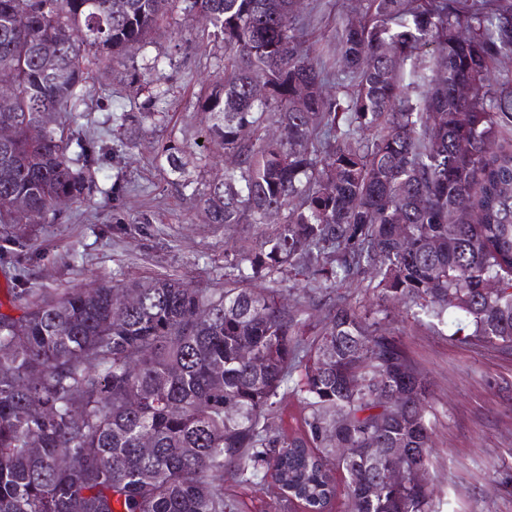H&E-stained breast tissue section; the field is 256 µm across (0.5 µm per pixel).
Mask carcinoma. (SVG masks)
<instances>
[{
    "label": "carcinoma",
    "mask_w": 512,
    "mask_h": 512,
    "mask_svg": "<svg viewBox=\"0 0 512 512\" xmlns=\"http://www.w3.org/2000/svg\"><path fill=\"white\" fill-rule=\"evenodd\" d=\"M172 2L125 0L117 13L112 0H0V71L13 83L0 97V125L13 131L0 144V224L25 223L19 198L53 222L59 198L94 192L98 142L56 127L34 140L29 128L85 102L86 53L146 43ZM186 10L224 43V78L199 111L234 158L198 202L226 228L273 212L283 223L225 257L219 290L100 282L0 312V512H241L215 482L223 473L247 488L273 478L278 512H331L337 473L350 512H432V487L386 491L379 466L329 443L370 437L428 469V388L387 317L340 297L308 337L303 305L252 284L288 269L315 290L359 278L411 300L415 320L457 312L470 338L512 350V77H491L512 55V0H369L338 31L348 84L333 97L292 0ZM425 55L434 66L405 82ZM180 152L160 158L179 172ZM122 290L139 305L114 307ZM290 391L304 409L292 434Z\"/></svg>",
    "instance_id": "carcinoma-1"
}]
</instances>
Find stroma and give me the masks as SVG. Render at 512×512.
Instances as JSON below:
<instances>
[{"mask_svg":"<svg viewBox=\"0 0 512 512\" xmlns=\"http://www.w3.org/2000/svg\"><path fill=\"white\" fill-rule=\"evenodd\" d=\"M365 6L366 0H304L297 12L305 47L326 67V94L336 92L337 32ZM223 74V43L190 21L182 0H174L145 46L106 64L90 61L85 104L53 121L71 139L108 146L94 173L97 189L63 207L61 220L13 226L23 246L0 241V292L12 282L25 288L19 302L25 309L100 280L172 276L192 288L223 287L225 255L283 221L278 214L261 225L226 230L209 223L194 199L233 164L221 146L204 141L198 109L199 95ZM145 110L152 116L129 145L115 117ZM169 144L181 147L184 173L157 162ZM118 178L125 192L116 208L111 187ZM183 179L189 188L180 187ZM118 222L141 232L114 233ZM305 284L304 275L293 273L279 287L285 302L302 303L308 332L325 325L329 304L339 296L386 309L400 331L430 391L433 448L426 479L435 492L434 512H512V351L476 344L445 324L413 321L407 304L380 301L355 281L316 293Z\"/></svg>","mask_w":512,"mask_h":512,"instance_id":"1","label":"stroma"}]
</instances>
